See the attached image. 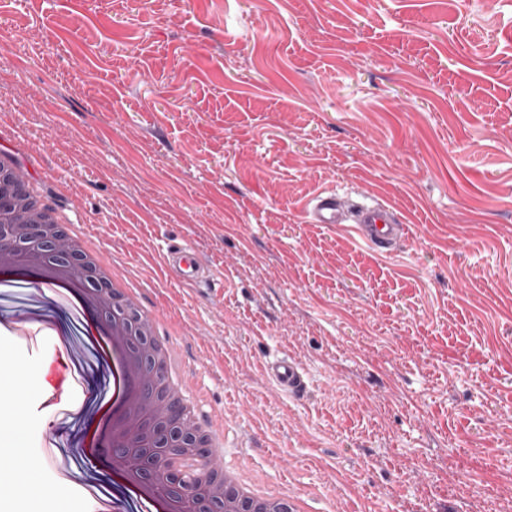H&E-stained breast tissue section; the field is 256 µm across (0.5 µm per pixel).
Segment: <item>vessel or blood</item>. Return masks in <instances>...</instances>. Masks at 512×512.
<instances>
[{
    "instance_id": "vessel-or-blood-1",
    "label": "vessel or blood",
    "mask_w": 512,
    "mask_h": 512,
    "mask_svg": "<svg viewBox=\"0 0 512 512\" xmlns=\"http://www.w3.org/2000/svg\"><path fill=\"white\" fill-rule=\"evenodd\" d=\"M306 213L313 224H351L364 241L384 250L404 235L406 226L397 213L381 204L344 205L330 194H319L306 206ZM166 263L175 278L185 284H192L202 277H208V270L201 264L189 246H172L166 256ZM269 378L283 391L294 396L303 395L306 382L301 367L293 360L277 357L266 363Z\"/></svg>"
}]
</instances>
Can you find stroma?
I'll return each mask as SVG.
<instances>
[{
	"label": "stroma",
	"instance_id": "1",
	"mask_svg": "<svg viewBox=\"0 0 512 512\" xmlns=\"http://www.w3.org/2000/svg\"><path fill=\"white\" fill-rule=\"evenodd\" d=\"M2 151L178 336L224 462L311 512H512V0H0ZM324 191L406 235L309 223ZM0 351L64 368L41 329ZM14 408L0 463L69 512L54 406ZM166 263L175 278L185 284L196 283L200 277L209 279L210 270L201 267V264L194 253L187 245H174L166 255ZM268 377L283 391L301 396L306 390V382L301 367L293 360L277 357L266 363Z\"/></svg>",
	"mask_w": 512,
	"mask_h": 512
}]
</instances>
